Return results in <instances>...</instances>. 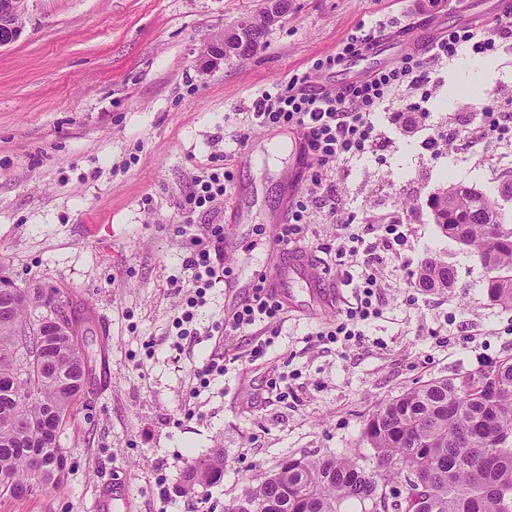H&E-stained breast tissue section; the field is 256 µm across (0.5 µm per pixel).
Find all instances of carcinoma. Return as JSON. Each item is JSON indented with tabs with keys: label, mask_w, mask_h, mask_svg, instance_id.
<instances>
[{
	"label": "carcinoma",
	"mask_w": 512,
	"mask_h": 512,
	"mask_svg": "<svg viewBox=\"0 0 512 512\" xmlns=\"http://www.w3.org/2000/svg\"><path fill=\"white\" fill-rule=\"evenodd\" d=\"M261 46L239 51L234 33L224 34V49L247 58ZM430 207L442 234L477 250L494 251L495 272L485 279L488 299L512 308V225L501 222L497 203L463 184L440 187ZM448 264L426 260L419 285L443 291L454 286ZM60 308L71 315L69 331L54 340L49 362L42 361L36 324L38 304L5 306L0 297V496L8 483L30 490L53 480L37 471V457L52 444L41 417L52 411L62 423L84 395L93 368L81 343L90 317L62 289ZM36 396L20 421L12 394ZM361 435L374 452L367 470L350 455L291 457L277 464L275 479L244 495L271 512H345L356 502L368 512H512V356L496 365L426 383L380 402L364 421ZM224 476V450L189 464L182 492L201 493Z\"/></svg>",
	"instance_id": "cac0c4a2"
}]
</instances>
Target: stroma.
Wrapping results in <instances>:
<instances>
[{"label":"stroma","mask_w":512,"mask_h":512,"mask_svg":"<svg viewBox=\"0 0 512 512\" xmlns=\"http://www.w3.org/2000/svg\"><path fill=\"white\" fill-rule=\"evenodd\" d=\"M288 3L253 56L205 70L208 47L240 20L259 19L265 0H27L22 37L0 48V268L17 287L48 282L90 310L95 379L61 429L65 476L20 499L0 497V512H98L100 491L115 477L127 483L133 512H224L289 455L351 454L371 466L361 428L376 404L512 354V308L489 302L479 255L442 236L427 206L452 183L498 198L512 171V141L478 143L468 134L484 104L512 112V39L472 94L449 97L473 60L433 72L424 132L394 136L323 178L342 204L335 215L311 207L322 239L340 224L410 229L398 253L384 255L387 307L366 327L362 348L315 337L351 295L336 265V299L321 307L294 282L295 307L262 357L251 356L258 335L216 332L228 304L220 284L196 312V337L178 340L172 319L183 296L168 280L185 275L186 225L199 234L223 225L228 279H258L273 259L277 225L317 169L295 131L249 127L261 94L295 76L346 87V66L319 62L363 24L383 25L386 45L376 58L355 55L366 75L400 62L402 34L426 43L493 17L489 0L462 10L454 0ZM242 127L243 147L231 139ZM428 133L450 148L424 149ZM224 165L233 179L215 211L184 210L195 177ZM430 257L454 268L453 288L420 287ZM213 357L225 358L228 372L200 387L194 373ZM276 366L292 375L288 396L261 402ZM217 448L220 482L202 496L179 492L186 466Z\"/></svg>","instance_id":"obj_1"}]
</instances>
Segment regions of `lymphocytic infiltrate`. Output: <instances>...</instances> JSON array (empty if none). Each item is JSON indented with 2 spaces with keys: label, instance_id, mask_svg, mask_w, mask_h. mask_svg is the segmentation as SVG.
Masks as SVG:
<instances>
[{
  "label": "lymphocytic infiltrate",
  "instance_id": "lymphocytic-infiltrate-1",
  "mask_svg": "<svg viewBox=\"0 0 512 512\" xmlns=\"http://www.w3.org/2000/svg\"><path fill=\"white\" fill-rule=\"evenodd\" d=\"M512 37V29L499 19L477 25L449 28L435 38L426 53L416 51L403 56L400 64L384 67L365 78L336 91L315 93L299 89L296 81L265 93L257 99L251 120L262 127L285 126L302 132L304 149L318 165L347 161L373 151L382 132L376 124L378 113L390 110L395 92L418 90L430 82V63L454 58L462 51L471 55L496 52L501 40ZM231 180L229 169H213L196 177L194 190L187 199L189 209H204L223 199ZM322 178L312 174L303 199L297 200L286 224L280 225L277 239L286 246L301 241L308 222L310 202L319 198ZM374 242H367V235ZM407 234L401 224H367L350 229L322 243L325 254L333 255L338 265L349 268L348 283L354 290V305L348 306L335 325L319 330L318 341L357 347L363 342L365 325L383 313L386 282L377 248L393 249L404 245ZM191 250L184 260L187 280H173V287L187 289L186 307L173 319L179 336L190 333L194 308L204 305L206 295L224 278V227L209 225L206 233L192 234ZM286 309L268 287L253 288L224 320L225 333L231 334L258 324H283Z\"/></svg>",
  "mask_w": 512,
  "mask_h": 512
}]
</instances>
